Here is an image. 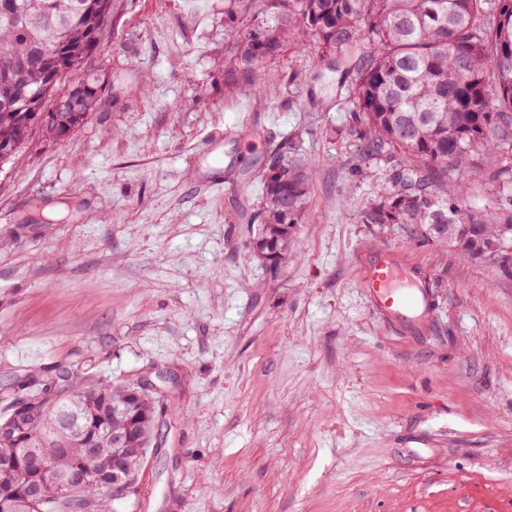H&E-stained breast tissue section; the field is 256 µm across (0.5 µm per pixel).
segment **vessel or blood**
<instances>
[{
    "mask_svg": "<svg viewBox=\"0 0 512 512\" xmlns=\"http://www.w3.org/2000/svg\"><path fill=\"white\" fill-rule=\"evenodd\" d=\"M361 284L372 309L393 334L420 335L436 311L425 271L391 250L368 249L359 260Z\"/></svg>",
    "mask_w": 512,
    "mask_h": 512,
    "instance_id": "obj_1",
    "label": "vessel or blood"
}]
</instances>
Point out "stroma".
<instances>
[{"mask_svg":"<svg viewBox=\"0 0 512 512\" xmlns=\"http://www.w3.org/2000/svg\"><path fill=\"white\" fill-rule=\"evenodd\" d=\"M224 22V0H112L66 78L99 79L94 110L0 168V382H154L135 512H512V267L366 223L393 163L357 147L353 77L302 44L226 95ZM216 132L248 172L225 193L206 188L223 152L200 150ZM278 151L313 177L272 270L247 251ZM472 182L464 212L512 218L490 171ZM371 247L426 272L423 336L371 309Z\"/></svg>","mask_w":512,"mask_h":512,"instance_id":"stroma-1","label":"stroma"}]
</instances>
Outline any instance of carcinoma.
Listing matches in <instances>:
<instances>
[{"mask_svg":"<svg viewBox=\"0 0 512 512\" xmlns=\"http://www.w3.org/2000/svg\"><path fill=\"white\" fill-rule=\"evenodd\" d=\"M233 34L231 84L249 83L288 44L309 38L332 70L357 78L354 131L362 153L407 159L391 173L392 192L366 214L367 224H406L422 240L453 237L473 258L496 238L499 226L465 214L455 200L469 184L449 180L458 171L479 177L493 169L499 192L512 188V0H228ZM111 0H0V165L12 162L35 125L33 114L54 100L43 126L63 140L93 111L102 91L89 75L67 87L45 74L81 66L99 44ZM26 57L23 73L5 55ZM42 89L32 111L14 112L5 100L23 88ZM503 149L485 151L490 139ZM266 210L250 249L275 269L288 261L294 228L308 196L307 172L286 153L264 171ZM12 408L0 420V455L32 449L28 476L37 497L16 512H129L131 496L112 493V456L124 459L123 477L138 482L154 438L156 400L139 383L83 378L63 368L56 379L29 376L9 386ZM24 402L18 410V402ZM139 420L125 447L112 434ZM80 425L82 437L71 427ZM53 471L77 474L84 484L67 494Z\"/></svg>","mask_w":512,"mask_h":512,"instance_id":"carcinoma-1","label":"carcinoma"}]
</instances>
